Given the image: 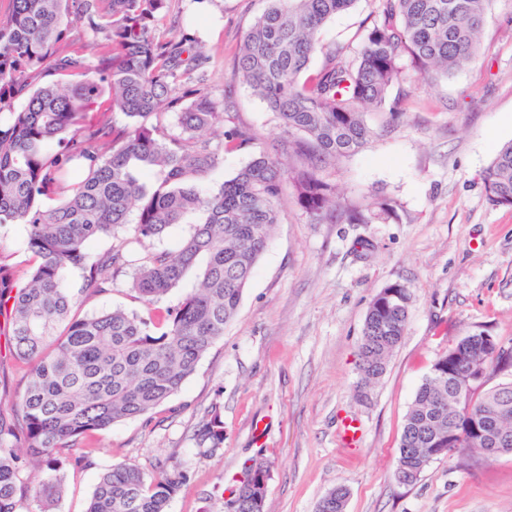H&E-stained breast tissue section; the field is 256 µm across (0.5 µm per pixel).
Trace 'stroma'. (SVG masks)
I'll use <instances>...</instances> for the list:
<instances>
[{
  "instance_id": "obj_1",
  "label": "stroma",
  "mask_w": 512,
  "mask_h": 512,
  "mask_svg": "<svg viewBox=\"0 0 512 512\" xmlns=\"http://www.w3.org/2000/svg\"><path fill=\"white\" fill-rule=\"evenodd\" d=\"M265 0H167L157 26L197 34L210 56L207 86L252 146L224 154L204 183L215 191L257 154L280 150L266 104L235 75L239 46ZM378 0H357L322 30L324 42H361ZM390 101L404 114L364 118L376 133L323 176L349 200L396 202L368 224L313 223L285 193L279 224L260 257L236 318L151 423L122 420L80 439L93 464L68 468L53 512H85L100 476L132 462L152 475L177 456L192 473L167 512H224L245 462L269 469L264 512H316L342 486L346 512H512V454L487 461L455 453L433 460L413 483L395 461L406 415L433 363L462 337L486 333L512 345V208L492 205L481 180L497 150L512 142V0H494L475 61L429 87L397 82ZM120 277L84 298L93 315L121 309L147 315L175 306L187 277L146 306ZM401 284L412 295L404 337L384 373L362 384L358 348L373 297ZM224 422L222 450L195 454L194 431L212 406ZM359 439L342 437L344 419Z\"/></svg>"
}]
</instances>
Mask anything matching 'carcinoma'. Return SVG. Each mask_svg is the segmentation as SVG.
I'll return each mask as SVG.
<instances>
[{
	"label": "carcinoma",
	"mask_w": 512,
	"mask_h": 512,
	"mask_svg": "<svg viewBox=\"0 0 512 512\" xmlns=\"http://www.w3.org/2000/svg\"><path fill=\"white\" fill-rule=\"evenodd\" d=\"M0 25V230L26 229L30 258L21 266L0 243V335L9 359L28 365L23 392L8 410L0 405V512H41L65 490L69 465H92L75 442L126 419L144 417L177 393L209 348L236 317L255 266L280 221L284 186L317 223L341 219L368 224L373 216L336 195L321 169L365 146L375 132L367 110L387 112L409 58L426 83L449 78L471 63L482 43L493 0H379L377 19L357 52L351 41L326 43L321 30L357 0H266L246 33L236 75L273 112L289 167L259 153L214 192L200 186L224 161V152L254 144L250 130L218 111L205 84L209 57L195 35L167 36L157 17L167 0H12ZM90 21L102 37L89 58L62 43L74 23ZM318 68L310 69L315 58ZM51 80L32 87L37 75ZM58 76H67L62 83ZM109 94L110 108L128 123L86 125L89 107ZM21 104H16L19 97ZM177 117L178 132L165 124ZM489 201L512 207V143L482 173ZM58 196L57 205L43 199ZM138 220L127 237L129 216ZM204 221L174 251L146 243L187 215ZM116 244L101 251L97 241ZM144 247L131 281L150 304L190 274L197 284L166 311L163 322L121 309L81 316L83 294L99 295L130 266L129 246ZM83 272L76 293L68 273ZM409 288L393 284L372 299L359 346L360 370L379 377L405 333ZM432 365L407 414L398 454L412 472L459 428V377L470 366L493 374L509 365L512 350L495 356L479 339H460ZM502 399L471 393L475 416L496 415L512 432V382ZM198 454L224 445V423L212 409L196 434ZM457 452L484 453L483 438L458 431ZM182 464L165 460L146 478L132 463L103 473L87 512H167L190 481ZM347 490L329 491L317 512H336ZM233 512H263L238 483Z\"/></svg>",
	"instance_id": "obj_1"
}]
</instances>
